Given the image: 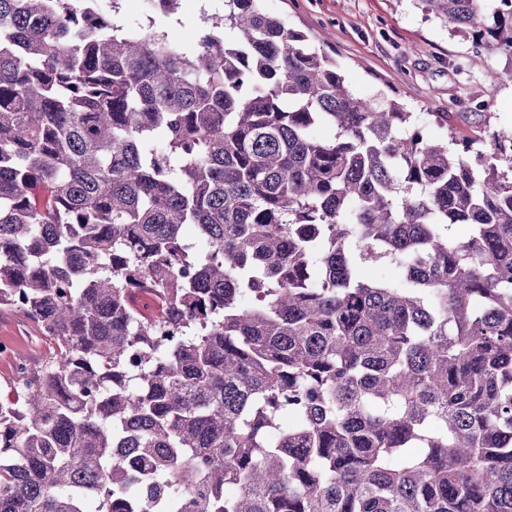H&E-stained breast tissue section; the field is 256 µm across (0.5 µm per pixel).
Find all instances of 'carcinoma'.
Wrapping results in <instances>:
<instances>
[{
	"mask_svg": "<svg viewBox=\"0 0 512 512\" xmlns=\"http://www.w3.org/2000/svg\"><path fill=\"white\" fill-rule=\"evenodd\" d=\"M153 2L0 0V307L55 345L0 512H512V127L427 133L261 0L178 43ZM415 2L512 56V0Z\"/></svg>",
	"mask_w": 512,
	"mask_h": 512,
	"instance_id": "carcinoma-1",
	"label": "carcinoma"
}]
</instances>
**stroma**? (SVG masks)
<instances>
[{
  "label": "stroma",
  "instance_id": "stroma-1",
  "mask_svg": "<svg viewBox=\"0 0 512 512\" xmlns=\"http://www.w3.org/2000/svg\"><path fill=\"white\" fill-rule=\"evenodd\" d=\"M288 27L307 34L335 58L348 85L363 98L385 93L434 129L447 113L449 131L488 143L512 126V84L496 85L488 73L512 65L471 37L426 19L412 0H262ZM0 394L14 387L17 363L39 366L52 345L23 313L0 308Z\"/></svg>",
  "mask_w": 512,
  "mask_h": 512
}]
</instances>
